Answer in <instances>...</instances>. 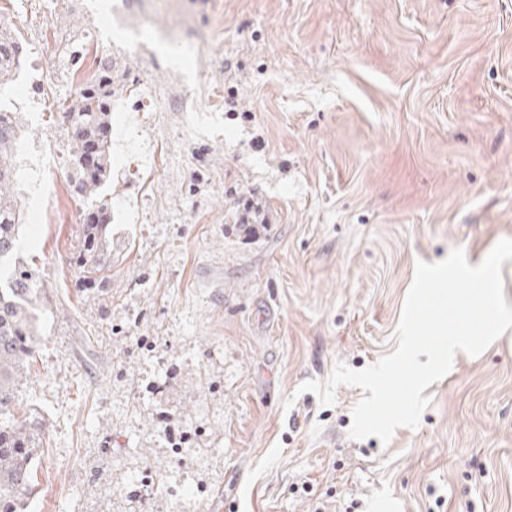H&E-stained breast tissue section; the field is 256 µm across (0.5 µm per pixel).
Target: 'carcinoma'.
Returning <instances> with one entry per match:
<instances>
[{"mask_svg":"<svg viewBox=\"0 0 512 512\" xmlns=\"http://www.w3.org/2000/svg\"><path fill=\"white\" fill-rule=\"evenodd\" d=\"M17 42L0 28V84L17 71ZM112 57L102 56L83 87L63 103L59 119L72 132L68 186L79 200L95 196L112 180ZM21 126L10 112H0V512H27L39 494L37 449L43 419L35 410L15 416L33 346L41 335L43 309L50 293L38 273L14 262L21 248L23 220L12 187L13 159ZM96 148V166L82 164L87 146ZM82 285L105 288L112 269V210L103 203L85 214L72 257Z\"/></svg>","mask_w":512,"mask_h":512,"instance_id":"carcinoma-1","label":"carcinoma"}]
</instances>
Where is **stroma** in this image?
Listing matches in <instances>:
<instances>
[{"mask_svg":"<svg viewBox=\"0 0 512 512\" xmlns=\"http://www.w3.org/2000/svg\"><path fill=\"white\" fill-rule=\"evenodd\" d=\"M46 2L0 0V26L43 61L93 28L116 63L112 282L69 263L85 202L50 213L69 73L19 74L0 110L24 127L17 201L45 216L20 258L55 291L17 406L45 422L30 512H311L304 483L326 512H512V327L456 352L386 445L349 436L361 388L299 391L396 349L417 262L512 238V0ZM174 27L205 30L200 53ZM241 190L265 204L254 235ZM145 469L164 479L131 498Z\"/></svg>","mask_w":512,"mask_h":512,"instance_id":"35a3bbf8","label":"stroma"}]
</instances>
